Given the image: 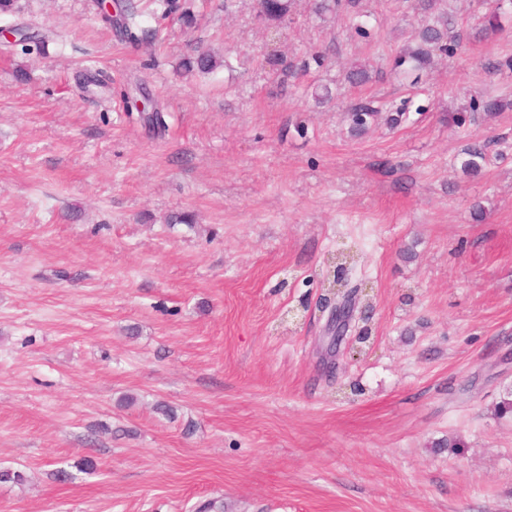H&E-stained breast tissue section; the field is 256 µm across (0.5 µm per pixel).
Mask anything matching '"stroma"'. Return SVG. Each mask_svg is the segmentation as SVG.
I'll return each mask as SVG.
<instances>
[{"label":"stroma","mask_w":512,"mask_h":512,"mask_svg":"<svg viewBox=\"0 0 512 512\" xmlns=\"http://www.w3.org/2000/svg\"><path fill=\"white\" fill-rule=\"evenodd\" d=\"M136 2L139 45L98 0H20L41 45L0 35V512H512V111L469 109L512 94V14L479 39L494 0H449L458 54L414 81L404 0H365L368 39L310 0L276 36L255 0L192 28ZM198 47L231 68L180 75ZM360 97L423 111L354 137ZM342 249L369 337L332 350ZM471 112H481L485 117H493L499 112L512 110V99L502 97H486L473 99L469 103ZM464 155L462 161L463 173L473 177L480 175L486 159L484 145L479 143L470 144L465 149Z\"/></svg>","instance_id":"1"}]
</instances>
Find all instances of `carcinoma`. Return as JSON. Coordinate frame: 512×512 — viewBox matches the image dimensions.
<instances>
[{
  "instance_id": "obj_1",
  "label": "carcinoma",
  "mask_w": 512,
  "mask_h": 512,
  "mask_svg": "<svg viewBox=\"0 0 512 512\" xmlns=\"http://www.w3.org/2000/svg\"><path fill=\"white\" fill-rule=\"evenodd\" d=\"M163 8V15L180 13V20L191 26L195 15L188 8L181 7L178 0H157ZM296 0H260L263 19L268 27L280 29L291 18ZM512 6V0H499L497 8L486 14L482 20L480 33L484 35L495 33L500 28L501 10L504 3ZM116 8L123 19L119 32L132 42L139 38H147L148 30L141 27L140 15L135 6L130 3H117ZM410 8L420 14L415 42L406 46L397 55L395 67L408 66L410 71H420L430 67L434 57H454L457 44L448 40V29L452 18L448 9L441 6L440 0H411ZM315 12L319 15L342 14L354 21V29L358 36L368 38L371 35L367 25L368 14L362 8V0H315ZM220 66L231 67L229 58H221L210 51H201L187 56L181 61V69L186 74L211 73ZM472 112H481L486 117H493L500 112L512 110V99L502 97H486L473 99L469 103ZM350 113V132L354 136L362 135L370 122L381 113L374 102L364 101L352 106ZM486 154L484 146L479 143L468 145L464 151L462 170L468 176H478L483 169Z\"/></svg>"
}]
</instances>
